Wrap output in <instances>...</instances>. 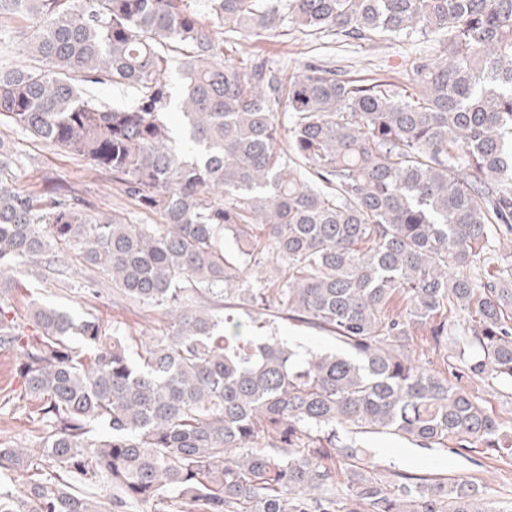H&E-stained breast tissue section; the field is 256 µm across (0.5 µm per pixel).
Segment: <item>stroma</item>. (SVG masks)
Wrapping results in <instances>:
<instances>
[{
    "instance_id": "35a3bbf8",
    "label": "stroma",
    "mask_w": 512,
    "mask_h": 512,
    "mask_svg": "<svg viewBox=\"0 0 512 512\" xmlns=\"http://www.w3.org/2000/svg\"><path fill=\"white\" fill-rule=\"evenodd\" d=\"M244 46L258 57L276 64H288L292 69L308 58L324 57L335 65L349 67L352 76L383 78L405 87L409 84L404 72L406 57L428 49L430 43L422 38L323 43L292 30L284 35L250 37L245 39ZM0 138L23 160L18 171L21 186L38 188L46 178L58 177L70 183L97 208L119 207L131 215H138L134 201L122 195L111 175L95 171L85 162L16 129L0 126ZM34 300L76 313L92 309L106 326L119 328L134 345L159 340L172 331L167 308L160 306L146 313L137 307L121 305L113 300L108 288L98 296H91L79 275L73 273L62 282L52 277L42 281L23 278L21 286L12 289L0 301L10 306L17 324L23 328L28 323L29 304ZM370 445L381 471L401 469L437 474L456 481L476 479L483 486L488 501L504 508L505 512L512 507V460L471 451L460 456L443 448H419L384 435L371 437Z\"/></svg>"
}]
</instances>
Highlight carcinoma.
I'll return each instance as SVG.
<instances>
[{
    "instance_id": "1",
    "label": "carcinoma",
    "mask_w": 512,
    "mask_h": 512,
    "mask_svg": "<svg viewBox=\"0 0 512 512\" xmlns=\"http://www.w3.org/2000/svg\"><path fill=\"white\" fill-rule=\"evenodd\" d=\"M0 0L30 65L0 67V124L112 174L157 217L97 209L52 178L18 185L0 140V294L84 268L170 336L131 349L92 311L0 305V348L39 445L0 442V512H503L475 480L382 474L365 440L512 458V0ZM419 35L414 91L239 52ZM180 50V88L170 48ZM124 85L109 107L81 85ZM237 248L230 260L224 241ZM404 308L393 310L395 300ZM296 321L339 351L254 324ZM455 350L434 368L418 340ZM112 493L91 488L102 481ZM18 355L8 349H0V392L4 388H15L18 385L16 368L18 365Z\"/></svg>"
}]
</instances>
